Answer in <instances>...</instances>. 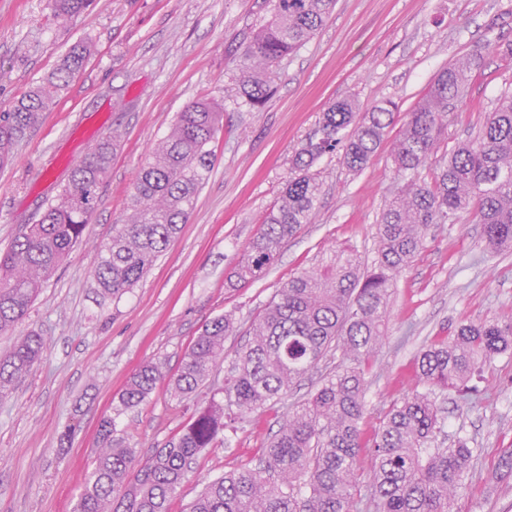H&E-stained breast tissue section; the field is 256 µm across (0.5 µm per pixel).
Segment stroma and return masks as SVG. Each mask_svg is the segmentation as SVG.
Returning <instances> with one entry per match:
<instances>
[{"mask_svg":"<svg viewBox=\"0 0 512 512\" xmlns=\"http://www.w3.org/2000/svg\"><path fill=\"white\" fill-rule=\"evenodd\" d=\"M506 2L336 0L327 24L280 62L275 92L261 111L225 104L212 144L214 167L187 224L134 288L103 298L92 270L127 213L142 159L187 104L223 102L236 50L266 15L264 0H93L69 20L55 17L47 0H0V111L50 75L74 44L89 40L96 47L0 168V250L37 223L77 161L112 130L121 134L82 241L23 320L0 334V358L20 336L35 333L45 341L30 374L0 396V512H73L95 467L103 418H114L118 436L144 455L179 432L194 402L164 381L139 408L116 413L120 392L141 365L160 362L175 374L203 326L228 313L239 331L225 338L224 351L234 356L248 341L251 320L289 276L340 244L373 256L377 219L397 190L386 146L356 175L339 156L325 157L311 223L260 278L228 285L279 198L295 148L333 101L351 96L365 111L393 100L400 125L444 66L477 54L482 76L459 104L440 153L482 127L487 109L512 90V62L496 47L512 40V21L489 27ZM492 319H512V252L487 249L475 215L435 225L393 290L386 334L366 369L364 432L372 433L381 413L413 391L412 362L428 340L462 321ZM478 387L465 396L453 389L437 394L449 438L465 437L476 450L454 512H512V476L498 470L512 448V354L485 362ZM278 419L265 412L231 442L216 441L188 472L170 512H188L214 477L254 466ZM67 430L72 436L63 448Z\"/></svg>","mask_w":512,"mask_h":512,"instance_id":"1","label":"stroma"}]
</instances>
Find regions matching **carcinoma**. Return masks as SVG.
Instances as JSON below:
<instances>
[{
  "mask_svg": "<svg viewBox=\"0 0 512 512\" xmlns=\"http://www.w3.org/2000/svg\"><path fill=\"white\" fill-rule=\"evenodd\" d=\"M89 0H49L55 16L72 18ZM336 0H268L269 16L253 30L238 64L235 87L224 95L238 107L261 110L273 92L279 62L304 46L333 14ZM91 44L80 42L54 73L0 113V166L39 123L57 95L82 71ZM474 56L451 63L408 112L393 141L391 160L400 187L378 218V248L370 265L351 247L288 279L248 328L224 385L196 405L177 437L143 459L117 436L112 418L101 422L96 467L74 512H169L174 492L199 456L226 431L274 408L335 354L336 369L319 375L313 392L292 406L258 465L204 485L189 512H355L357 472L370 457L372 512H453L452 493L465 485L474 449L465 438L439 447L441 407L436 391L461 389L475 365L512 351V319L462 322L453 338L437 337L414 357L416 389L393 404L365 437L364 367L383 336L391 290L424 247L428 231L462 214H475L492 249H512V93L502 94L478 134L427 167L455 103L466 99L481 73ZM391 100L359 111L354 98L329 105L318 126L295 149L280 204L249 243L237 282L252 281L275 260L301 226L311 222L321 183L316 165L340 153L361 172L376 157L394 122ZM224 107L200 99L178 113L168 133L145 157L130 190V213L113 225L93 271L102 295L135 286L188 222L214 166L211 144L223 129ZM119 134L112 132L72 168L70 179L0 254V332L15 328L43 284L84 236L108 178ZM236 331L230 315L209 321L169 379L191 398L224 362V337ZM44 349L38 334L18 338L0 359V396L29 373ZM164 379L147 362L119 396L122 410L145 402Z\"/></svg>",
  "mask_w": 512,
  "mask_h": 512,
  "instance_id": "cac0c4a2",
  "label": "carcinoma"
}]
</instances>
